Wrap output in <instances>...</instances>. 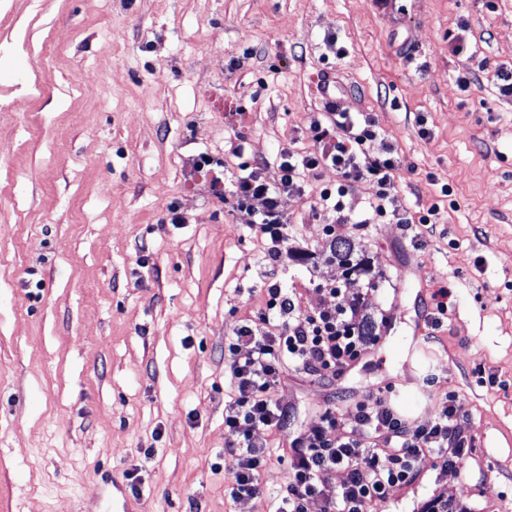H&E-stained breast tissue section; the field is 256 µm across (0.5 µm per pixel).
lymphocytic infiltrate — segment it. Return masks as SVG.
<instances>
[{
	"label": "lymphocytic infiltrate",
	"mask_w": 512,
	"mask_h": 512,
	"mask_svg": "<svg viewBox=\"0 0 512 512\" xmlns=\"http://www.w3.org/2000/svg\"><path fill=\"white\" fill-rule=\"evenodd\" d=\"M313 127L319 152L283 153L271 180L263 177L260 166H245L232 193V205L240 210L263 199L255 222L270 242V264L278 263L288 243L281 195L303 193L302 174L323 166L335 168L339 175L335 188L320 193L332 214L326 236L335 237L337 225L346 223L344 198L362 183L371 187L364 223L390 217L418 228L436 224L438 205L414 214L402 204L396 189L400 159L370 114L347 112L333 103ZM373 143L378 146L374 153L368 150ZM327 293L335 297L334 306L303 315L288 289H269L256 320L228 340L232 394L224 404L225 450L237 459L229 496L239 512H251L261 496V477L272 463L270 446L255 439V430L278 428L288 419L287 408L275 397L286 373L335 376L375 342L364 335L363 321L341 289L331 287ZM275 322L280 325L276 333L270 330ZM467 440L454 398H446L434 418L415 426L390 405L383 389L367 391L350 413L325 407L291 441L287 477L271 501L272 512H309L315 500L321 512H375L417 482L423 458H433L443 470L460 464L468 453ZM336 470L346 475L339 485L331 477Z\"/></svg>",
	"instance_id": "f902f5d3"
}]
</instances>
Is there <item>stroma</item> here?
<instances>
[{
    "label": "stroma",
    "mask_w": 512,
    "mask_h": 512,
    "mask_svg": "<svg viewBox=\"0 0 512 512\" xmlns=\"http://www.w3.org/2000/svg\"><path fill=\"white\" fill-rule=\"evenodd\" d=\"M510 68L512 0H0V512H237L224 342L276 283L304 313L333 306L320 289L336 284L378 339L336 377L288 372V421L256 439L288 447L372 389L417 424L451 395L468 456L423 460L378 512L440 494L512 512ZM332 101L372 114L399 195L439 204L440 222L360 223L359 185L338 234L370 271L345 277L326 258L325 167L282 195L289 249L264 274L261 201L225 205L196 161H221L228 191L247 162L274 176L282 152L316 151Z\"/></svg>",
    "instance_id": "stroma-1"
}]
</instances>
